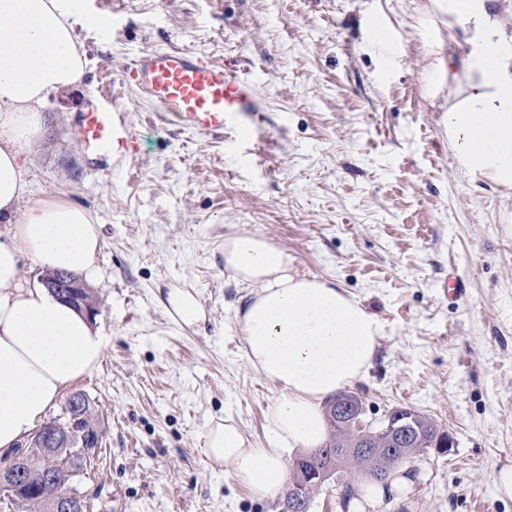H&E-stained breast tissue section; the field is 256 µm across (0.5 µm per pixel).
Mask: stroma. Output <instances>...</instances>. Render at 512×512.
Returning a JSON list of instances; mask_svg holds the SVG:
<instances>
[{"instance_id":"1","label":"stroma","mask_w":512,"mask_h":512,"mask_svg":"<svg viewBox=\"0 0 512 512\" xmlns=\"http://www.w3.org/2000/svg\"><path fill=\"white\" fill-rule=\"evenodd\" d=\"M106 27L85 40L82 84L50 98L24 148L28 197L87 208L100 226V366L70 385L104 435L74 485L90 512H279L206 453L209 421L268 444L272 387L250 367L224 271V236H266L294 272L336 284L382 336L352 389L366 418L398 405L431 417L449 452L379 496L336 481L309 512H512L494 474L512 464V192L466 175L429 92L432 0H84ZM393 54L371 49L373 24ZM200 50L255 89L223 132L181 130L122 78L143 51ZM107 88L129 146L80 139ZM254 130L239 138L240 127ZM467 291L448 297L449 275ZM197 293L206 321L179 327L161 301Z\"/></svg>"}]
</instances>
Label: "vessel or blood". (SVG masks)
<instances>
[{"label": "vessel or blood", "instance_id": "obj_1", "mask_svg": "<svg viewBox=\"0 0 512 512\" xmlns=\"http://www.w3.org/2000/svg\"><path fill=\"white\" fill-rule=\"evenodd\" d=\"M125 77L155 108L171 113L178 126L198 136L223 131L225 113L254 109L252 86L200 51L147 50ZM112 112L106 104L86 113L80 127L82 139L108 148L126 147V132Z\"/></svg>", "mask_w": 512, "mask_h": 512}]
</instances>
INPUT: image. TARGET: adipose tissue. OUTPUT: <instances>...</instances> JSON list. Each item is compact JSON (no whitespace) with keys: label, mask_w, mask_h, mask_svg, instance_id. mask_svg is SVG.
Listing matches in <instances>:
<instances>
[{"label":"adipose tissue","mask_w":512,"mask_h":512,"mask_svg":"<svg viewBox=\"0 0 512 512\" xmlns=\"http://www.w3.org/2000/svg\"><path fill=\"white\" fill-rule=\"evenodd\" d=\"M83 0H0V452L44 423L66 386L96 369L103 336L85 312L24 279L25 262L66 270L85 282L100 268V229L86 208L27 200L23 147L48 96L77 88L88 64L81 32L98 30ZM448 42L431 94L448 93L443 122L461 170L512 188V36L489 0H445ZM462 48L444 64V46ZM224 269L247 290L236 316L250 366L273 388L271 447L250 441L232 418L210 423L208 452L226 476L263 500L288 479L287 453L315 449L328 428L324 405L369 369L381 325L332 282L292 273L287 254L265 236L224 237ZM164 308L190 328L206 318L198 296L169 289Z\"/></svg>","instance_id":"ef3b65f1"}]
</instances>
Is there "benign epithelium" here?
Wrapping results in <instances>:
<instances>
[{"mask_svg": "<svg viewBox=\"0 0 512 512\" xmlns=\"http://www.w3.org/2000/svg\"><path fill=\"white\" fill-rule=\"evenodd\" d=\"M51 292L59 299L74 304H82L84 309L94 314L97 301L82 300L83 285L75 278L58 280L48 285ZM86 398L77 394L70 398L69 406L58 416V422L51 429L40 428L32 433L15 451L3 456L0 463V487L10 490L19 499L27 494L28 472L30 461L37 457H59L62 449L76 447L95 448L101 439L100 428L86 420ZM335 414L343 421L356 436L357 443L348 449L352 455L365 454L371 451L372 445L365 435L370 423L366 422V409L343 395L337 401ZM379 433H387L390 437L404 438L411 425L403 421L401 408L394 407L385 412L380 420ZM320 482L311 479H301L293 483L290 492L297 499L310 498ZM84 496L70 487L54 500L44 506L46 512H83Z\"/></svg>", "mask_w": 512, "mask_h": 512, "instance_id": "7a95c632", "label": "benign epithelium"}]
</instances>
